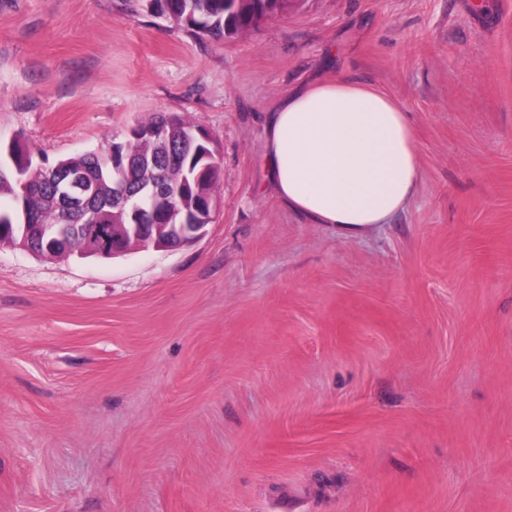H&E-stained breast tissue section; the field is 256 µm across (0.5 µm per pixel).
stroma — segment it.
<instances>
[{
	"mask_svg": "<svg viewBox=\"0 0 512 512\" xmlns=\"http://www.w3.org/2000/svg\"><path fill=\"white\" fill-rule=\"evenodd\" d=\"M344 76L421 171L343 237L266 182L264 113ZM178 115L204 236L0 246V512H512V0H298L229 39L137 0H0V141L52 164Z\"/></svg>",
	"mask_w": 512,
	"mask_h": 512,
	"instance_id": "35a3bbf8",
	"label": "stroma"
}]
</instances>
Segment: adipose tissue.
<instances>
[{"label":"adipose tissue","mask_w":512,"mask_h":512,"mask_svg":"<svg viewBox=\"0 0 512 512\" xmlns=\"http://www.w3.org/2000/svg\"><path fill=\"white\" fill-rule=\"evenodd\" d=\"M267 182L290 212L356 236L410 206L413 127L381 92L343 78L289 92L265 121Z\"/></svg>","instance_id":"obj_1"}]
</instances>
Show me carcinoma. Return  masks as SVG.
<instances>
[{
    "mask_svg": "<svg viewBox=\"0 0 512 512\" xmlns=\"http://www.w3.org/2000/svg\"><path fill=\"white\" fill-rule=\"evenodd\" d=\"M141 9L173 28L216 39L254 29L260 21L288 11L286 0H140ZM158 130L151 139L131 140L136 160L126 172L129 199L122 210L112 206L113 141L102 151H86L59 160L65 179L40 171L39 192L23 196L19 171L28 169L29 146L14 140L0 162V235L16 233L22 210L53 223L64 206L85 208L98 224H140L143 211L156 203L177 212L175 220L209 223L207 197L224 179L214 147L201 140L198 126L179 116H156L145 122Z\"/></svg>",
    "mask_w": 512,
    "mask_h": 512,
    "instance_id": "cac0c4a2",
    "label": "carcinoma"
}]
</instances>
